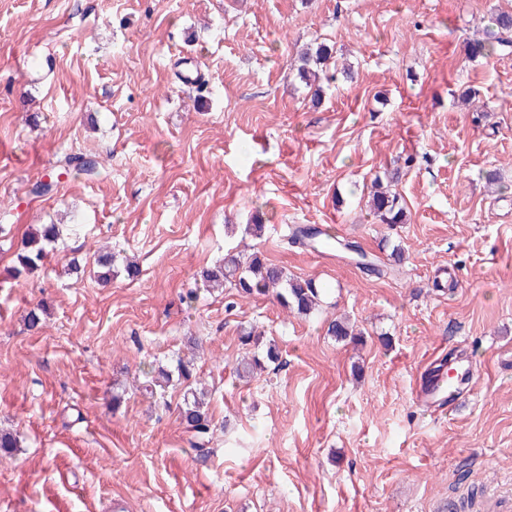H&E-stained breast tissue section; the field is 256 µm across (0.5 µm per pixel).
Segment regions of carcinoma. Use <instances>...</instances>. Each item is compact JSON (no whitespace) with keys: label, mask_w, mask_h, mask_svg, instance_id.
I'll return each instance as SVG.
<instances>
[{"label":"carcinoma","mask_w":512,"mask_h":512,"mask_svg":"<svg viewBox=\"0 0 512 512\" xmlns=\"http://www.w3.org/2000/svg\"><path fill=\"white\" fill-rule=\"evenodd\" d=\"M492 26L485 31V39L473 41L467 46V53L472 58L485 57L493 53L506 55L512 52V12L500 11L492 18ZM329 48L323 43L308 49L300 58L298 67L302 79L318 77L317 70L328 59ZM68 172L75 175L95 177L100 175L98 164L90 157L66 154L58 161L57 170L45 174V178L33 186L36 194L51 192L59 182V175ZM399 170L381 178L375 177V191L371 210L380 224L406 223V211L400 203L396 189ZM60 230L55 224H40L31 228L23 241V247L17 253L11 276L15 279L28 278L38 271L45 257V244L55 241ZM201 279L208 288H230L241 299L272 298L285 310L307 317L321 308L326 289L312 278H294L281 267L264 262L257 254L246 255L243 251H229L224 254V261L212 268L201 271ZM328 332L338 341H346L357 336L353 326L342 318L329 323ZM265 333L254 328L245 329L240 335V342L246 346L245 353L236 365L240 377H249L261 371L270 363L279 359V350L275 342L264 341ZM177 380L185 386L183 406L180 418L187 429L198 435L210 431L211 421L206 402V393L194 385L196 380L195 365L191 359H180L174 370H158L154 386L163 388Z\"/></svg>","instance_id":"1"}]
</instances>
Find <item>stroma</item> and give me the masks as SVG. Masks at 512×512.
<instances>
[{"mask_svg":"<svg viewBox=\"0 0 512 512\" xmlns=\"http://www.w3.org/2000/svg\"><path fill=\"white\" fill-rule=\"evenodd\" d=\"M501 10L512 0H0V430L20 440L0 512H106L117 495L128 512H512V54H466ZM315 42L354 73L318 104L297 71ZM66 153L100 176L31 195ZM393 169L408 221L390 227L367 201ZM37 224L60 238L10 279ZM290 224L404 260L371 273ZM243 241L327 285L322 308L205 291L200 271ZM111 249L136 280L97 281ZM340 314L362 342L328 335ZM249 327L279 361L245 382ZM193 341L205 457L183 386L147 389ZM452 351L471 380L429 408L416 389Z\"/></svg>","mask_w":512,"mask_h":512,"instance_id":"obj_1","label":"stroma"}]
</instances>
